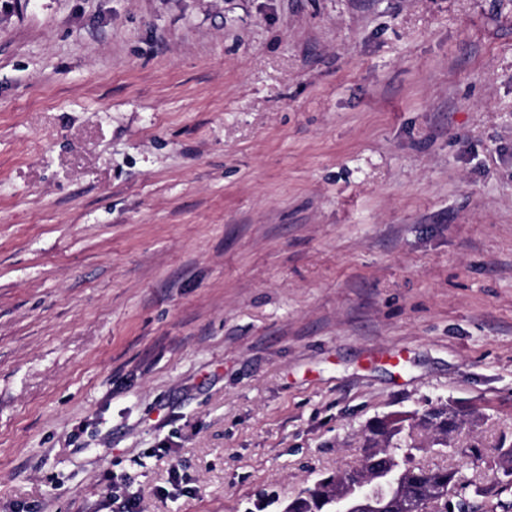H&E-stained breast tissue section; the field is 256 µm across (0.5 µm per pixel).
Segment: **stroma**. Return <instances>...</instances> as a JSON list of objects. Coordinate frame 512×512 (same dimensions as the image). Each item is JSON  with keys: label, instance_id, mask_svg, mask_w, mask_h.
Instances as JSON below:
<instances>
[{"label": "stroma", "instance_id": "obj_1", "mask_svg": "<svg viewBox=\"0 0 512 512\" xmlns=\"http://www.w3.org/2000/svg\"><path fill=\"white\" fill-rule=\"evenodd\" d=\"M456 404L512 487V0H0V512H282Z\"/></svg>", "mask_w": 512, "mask_h": 512}]
</instances>
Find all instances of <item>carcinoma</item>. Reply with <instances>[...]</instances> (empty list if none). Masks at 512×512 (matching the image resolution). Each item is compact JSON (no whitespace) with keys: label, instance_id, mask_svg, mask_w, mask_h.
<instances>
[{"label":"carcinoma","instance_id":"1","mask_svg":"<svg viewBox=\"0 0 512 512\" xmlns=\"http://www.w3.org/2000/svg\"><path fill=\"white\" fill-rule=\"evenodd\" d=\"M433 430L429 447L444 449L467 425L464 411L453 404L427 409ZM364 447L378 452L362 459V468L375 486L377 512H413L428 508L437 499L444 512H464L471 508L466 484L459 471L446 467L409 466L406 460L414 445L409 417L389 414L369 423ZM308 495L288 502V512H331L329 482L323 481L307 489Z\"/></svg>","mask_w":512,"mask_h":512}]
</instances>
